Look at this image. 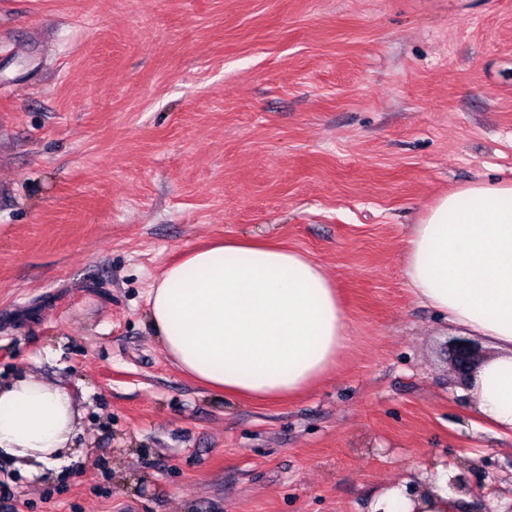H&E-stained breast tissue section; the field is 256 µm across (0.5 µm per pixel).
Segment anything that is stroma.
Masks as SVG:
<instances>
[{
    "label": "stroma",
    "mask_w": 512,
    "mask_h": 512,
    "mask_svg": "<svg viewBox=\"0 0 512 512\" xmlns=\"http://www.w3.org/2000/svg\"><path fill=\"white\" fill-rule=\"evenodd\" d=\"M512 176V0H0V378L70 388L80 461L0 465V512H370L435 467L512 512L458 337L404 241L441 196ZM299 250L350 342L277 402L182 373L153 280L224 238Z\"/></svg>",
    "instance_id": "1"
}]
</instances>
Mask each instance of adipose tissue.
<instances>
[{"label": "adipose tissue", "mask_w": 512, "mask_h": 512, "mask_svg": "<svg viewBox=\"0 0 512 512\" xmlns=\"http://www.w3.org/2000/svg\"><path fill=\"white\" fill-rule=\"evenodd\" d=\"M408 288L449 325L485 340L493 356L467 395L492 432L512 437V177L442 196L405 242ZM148 321L167 357L210 389L276 400L332 370L349 336L335 282L304 254L233 238L168 265L147 297ZM71 390L20 372L0 383V462L49 479L76 462ZM437 468L415 494L394 486L372 512H455Z\"/></svg>", "instance_id": "obj_1"}]
</instances>
